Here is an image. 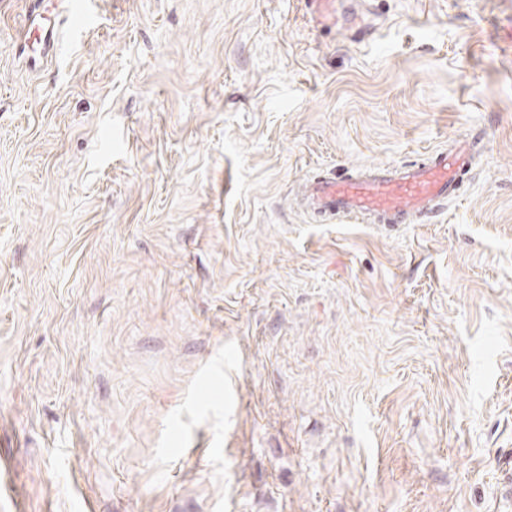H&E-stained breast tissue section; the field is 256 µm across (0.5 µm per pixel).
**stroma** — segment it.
Masks as SVG:
<instances>
[{"label":"stroma","mask_w":512,"mask_h":512,"mask_svg":"<svg viewBox=\"0 0 512 512\" xmlns=\"http://www.w3.org/2000/svg\"><path fill=\"white\" fill-rule=\"evenodd\" d=\"M0 0V512H512V0ZM483 133L416 224L299 184ZM64 15H49L30 9L24 16V29L31 36L24 41L20 54L26 53L29 68L40 69L56 55L64 34L81 32L92 23V13L86 0H66ZM33 36V38H32Z\"/></svg>","instance_id":"stroma-1"}]
</instances>
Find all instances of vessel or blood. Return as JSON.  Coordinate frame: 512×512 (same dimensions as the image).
<instances>
[{
  "label": "vessel or blood",
  "instance_id": "vessel-or-blood-1",
  "mask_svg": "<svg viewBox=\"0 0 512 512\" xmlns=\"http://www.w3.org/2000/svg\"><path fill=\"white\" fill-rule=\"evenodd\" d=\"M65 11L50 15L30 9L24 16L28 37L22 48L31 70L55 56L64 34L92 23L87 0H65ZM479 146L473 137L449 138L447 148L414 164H377L343 173L329 172L304 181L302 209L314 220L330 223L351 216L363 224H409L453 201Z\"/></svg>",
  "mask_w": 512,
  "mask_h": 512
}]
</instances>
